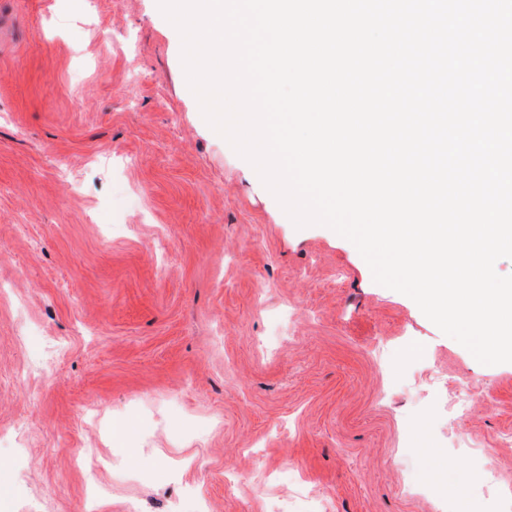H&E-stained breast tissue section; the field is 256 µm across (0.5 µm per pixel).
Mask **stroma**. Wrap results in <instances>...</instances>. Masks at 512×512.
I'll return each instance as SVG.
<instances>
[{"mask_svg": "<svg viewBox=\"0 0 512 512\" xmlns=\"http://www.w3.org/2000/svg\"><path fill=\"white\" fill-rule=\"evenodd\" d=\"M0 499L85 512H502L512 363L484 365L296 227L202 116L157 0H0ZM63 350L27 375L45 338ZM483 386L439 418L417 364ZM125 419L121 441L85 420ZM500 486L485 488L487 468Z\"/></svg>", "mask_w": 512, "mask_h": 512, "instance_id": "35a3bbf8", "label": "stroma"}]
</instances>
